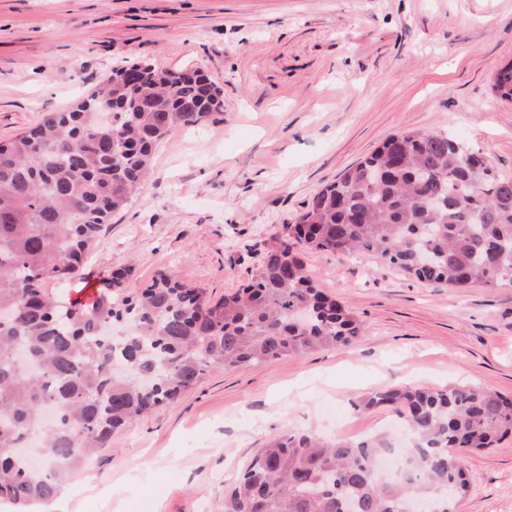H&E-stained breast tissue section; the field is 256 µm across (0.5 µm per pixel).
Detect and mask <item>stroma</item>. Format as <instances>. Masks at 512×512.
<instances>
[{"instance_id":"stroma-1","label":"stroma","mask_w":512,"mask_h":512,"mask_svg":"<svg viewBox=\"0 0 512 512\" xmlns=\"http://www.w3.org/2000/svg\"><path fill=\"white\" fill-rule=\"evenodd\" d=\"M139 59L202 71L223 106L161 142L143 190L55 293L90 301L128 266L126 293L166 272L221 297L316 192L403 130L450 132L512 176V102L493 88L512 63V0H0V140ZM300 257L361 321L355 343L207 375L114 435L67 496L86 512H224L269 439L387 427L392 412L356 409L367 392L469 383L512 396V288L426 284L369 255ZM462 464L457 512H512V438Z\"/></svg>"}]
</instances>
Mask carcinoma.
Returning a JSON list of instances; mask_svg holds the SVG:
<instances>
[{
    "instance_id": "carcinoma-1",
    "label": "carcinoma",
    "mask_w": 512,
    "mask_h": 512,
    "mask_svg": "<svg viewBox=\"0 0 512 512\" xmlns=\"http://www.w3.org/2000/svg\"><path fill=\"white\" fill-rule=\"evenodd\" d=\"M75 107L0 141V500L18 512L48 502L112 435L225 367L345 347L352 312L324 294L296 247L368 253L420 281L512 287V176H500L454 136L405 130L348 167L283 225L252 278L214 300L158 273L133 296L90 304L45 291L80 276L103 226L142 186L159 143L223 106L199 70L139 60ZM494 89L512 101V65ZM130 322L122 346L101 334ZM356 407H384L407 433L397 473L372 468L389 435L327 441L313 433L269 440L224 497V512H457L467 479L455 450H487L512 436V397L470 385L384 387ZM37 437L41 464L15 454Z\"/></svg>"
}]
</instances>
